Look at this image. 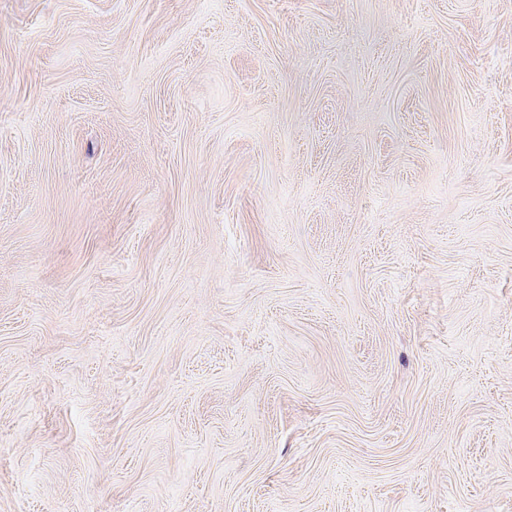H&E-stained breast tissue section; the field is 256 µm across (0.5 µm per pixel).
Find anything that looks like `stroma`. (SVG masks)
<instances>
[{
  "mask_svg": "<svg viewBox=\"0 0 512 512\" xmlns=\"http://www.w3.org/2000/svg\"><path fill=\"white\" fill-rule=\"evenodd\" d=\"M0 512H512V0H0Z\"/></svg>",
  "mask_w": 512,
  "mask_h": 512,
  "instance_id": "stroma-1",
  "label": "stroma"
}]
</instances>
